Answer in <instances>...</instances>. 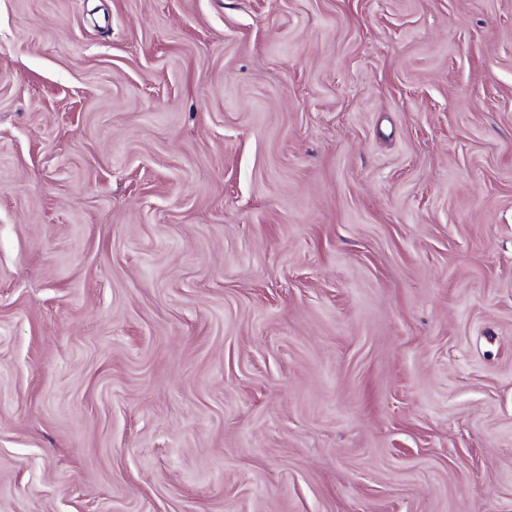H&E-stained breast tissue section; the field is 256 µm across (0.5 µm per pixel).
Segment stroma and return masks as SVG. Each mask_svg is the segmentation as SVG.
Returning <instances> with one entry per match:
<instances>
[{
  "label": "stroma",
  "mask_w": 512,
  "mask_h": 512,
  "mask_svg": "<svg viewBox=\"0 0 512 512\" xmlns=\"http://www.w3.org/2000/svg\"><path fill=\"white\" fill-rule=\"evenodd\" d=\"M0 512H512V0H0Z\"/></svg>",
  "instance_id": "stroma-1"
}]
</instances>
